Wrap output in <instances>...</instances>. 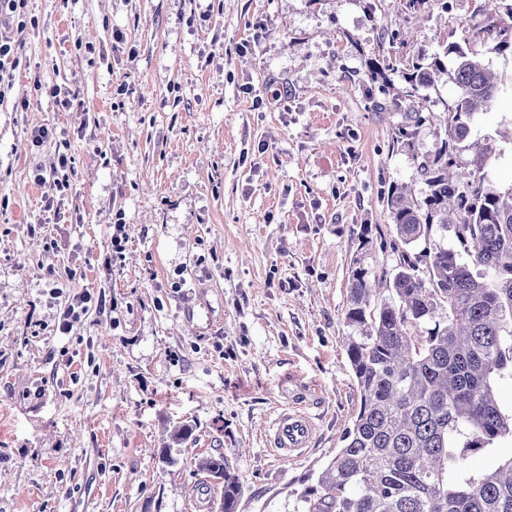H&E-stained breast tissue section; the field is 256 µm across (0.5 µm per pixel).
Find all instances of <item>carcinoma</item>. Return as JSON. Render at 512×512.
Returning a JSON list of instances; mask_svg holds the SVG:
<instances>
[{
  "label": "carcinoma",
  "mask_w": 512,
  "mask_h": 512,
  "mask_svg": "<svg viewBox=\"0 0 512 512\" xmlns=\"http://www.w3.org/2000/svg\"><path fill=\"white\" fill-rule=\"evenodd\" d=\"M500 2L487 0L463 42L369 70L373 80L397 73L404 82L389 110L405 113L396 142L412 152L425 190L387 192L402 245L392 280L379 287L358 261L351 271L344 321L360 404L293 512H512V455L495 448L512 437V411L496 397L498 382L512 380V188L456 164L475 121L512 95V79L493 76L471 49L512 50V7L504 17ZM442 81L456 89L446 137L420 152L421 112L431 111L422 90ZM435 226L452 228L461 250L434 242L411 254ZM479 451L490 457L482 470L470 464ZM196 468L224 486L216 512H237L239 481L224 454Z\"/></svg>",
  "instance_id": "obj_1"
}]
</instances>
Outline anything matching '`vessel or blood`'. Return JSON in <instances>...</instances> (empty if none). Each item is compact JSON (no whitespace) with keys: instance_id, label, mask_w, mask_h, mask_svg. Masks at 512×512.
I'll list each match as a JSON object with an SVG mask.
<instances>
[{"instance_id":"obj_1","label":"vessel or blood","mask_w":512,"mask_h":512,"mask_svg":"<svg viewBox=\"0 0 512 512\" xmlns=\"http://www.w3.org/2000/svg\"><path fill=\"white\" fill-rule=\"evenodd\" d=\"M278 394L279 410L262 441L276 459L293 463L304 457L319 434L314 409L321 403L320 390L292 373L281 383Z\"/></svg>"}]
</instances>
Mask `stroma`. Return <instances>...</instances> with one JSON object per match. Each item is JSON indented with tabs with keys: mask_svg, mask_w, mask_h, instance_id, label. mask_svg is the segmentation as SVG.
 <instances>
[{
	"mask_svg": "<svg viewBox=\"0 0 512 512\" xmlns=\"http://www.w3.org/2000/svg\"><path fill=\"white\" fill-rule=\"evenodd\" d=\"M482 4L426 0L414 24L404 0H27L0 25V512H214L194 461L219 452L238 512H283L315 481L359 404L351 270L392 279L387 191L425 189L392 142L403 86L369 67L391 40L407 57L462 40ZM471 136L488 155L458 163L512 187V97ZM62 153L54 197L35 176ZM291 371L325 406L288 464L262 436ZM92 301V296L87 291H83L73 295L70 303L64 306L63 311L59 315L57 331L60 334L69 332L72 323L85 314L88 310L86 304Z\"/></svg>",
	"mask_w": 512,
	"mask_h": 512,
	"instance_id": "stroma-1",
	"label": "stroma"
}]
</instances>
